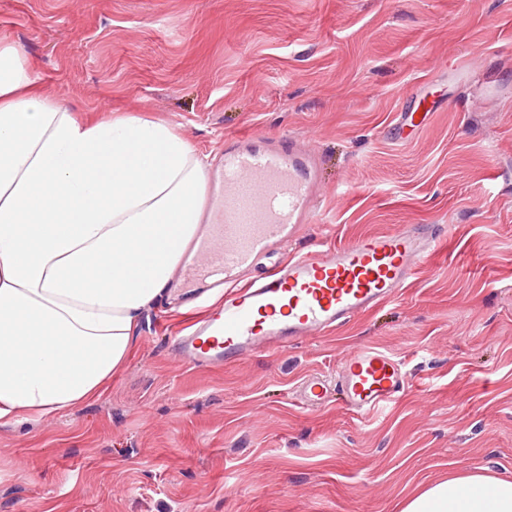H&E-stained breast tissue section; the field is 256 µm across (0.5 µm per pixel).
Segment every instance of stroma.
Returning a JSON list of instances; mask_svg holds the SVG:
<instances>
[{
  "instance_id": "obj_1",
  "label": "stroma",
  "mask_w": 512,
  "mask_h": 512,
  "mask_svg": "<svg viewBox=\"0 0 512 512\" xmlns=\"http://www.w3.org/2000/svg\"><path fill=\"white\" fill-rule=\"evenodd\" d=\"M0 41L53 99L165 120L211 167L234 136L311 149L322 203L294 247L446 227L381 309L221 368L177 360L197 294L170 288L99 400L0 426V512H400L451 474L512 478V0H0ZM364 345L405 361L397 403L300 402ZM437 105L435 101L428 102L424 97L419 101L417 110L419 112H403L401 116V130L404 133L406 130L413 131L416 128L422 129L430 120L432 112H435Z\"/></svg>"
}]
</instances>
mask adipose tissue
Masks as SVG:
<instances>
[{
  "instance_id": "1",
  "label": "adipose tissue",
  "mask_w": 512,
  "mask_h": 512,
  "mask_svg": "<svg viewBox=\"0 0 512 512\" xmlns=\"http://www.w3.org/2000/svg\"><path fill=\"white\" fill-rule=\"evenodd\" d=\"M207 165L169 123L82 118L0 44V425L98 399L203 225ZM400 512H512V480L451 475Z\"/></svg>"
}]
</instances>
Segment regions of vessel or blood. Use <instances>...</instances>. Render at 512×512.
<instances>
[{
  "instance_id": "vessel-or-blood-1",
  "label": "vessel or blood",
  "mask_w": 512,
  "mask_h": 512,
  "mask_svg": "<svg viewBox=\"0 0 512 512\" xmlns=\"http://www.w3.org/2000/svg\"><path fill=\"white\" fill-rule=\"evenodd\" d=\"M436 109L420 100L417 111L404 113L402 130L423 128ZM211 188L215 222L196 250L205 263L192 266L187 285L223 275L224 302L193 317L175 338L178 357L195 368L286 348L393 301L441 236L436 224H404L336 245L318 238L269 261L316 216L318 165L290 137L226 141ZM409 383L401 358L363 347L341 358L335 384L305 381L300 399L320 405L333 390L348 411L365 416L390 406Z\"/></svg>"
}]
</instances>
